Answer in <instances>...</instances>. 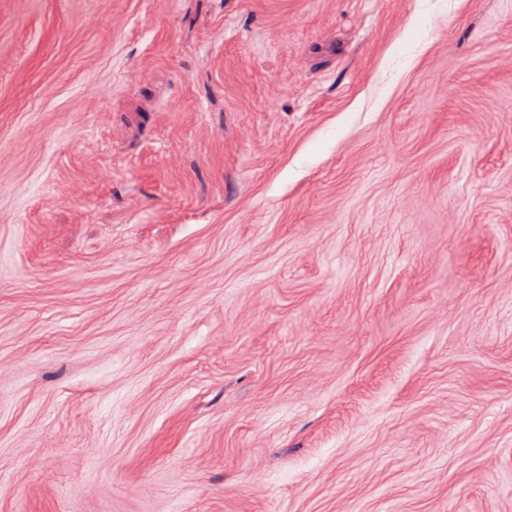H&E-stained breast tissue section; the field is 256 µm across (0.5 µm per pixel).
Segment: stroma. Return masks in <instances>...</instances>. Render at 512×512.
<instances>
[{"label":"stroma","mask_w":512,"mask_h":512,"mask_svg":"<svg viewBox=\"0 0 512 512\" xmlns=\"http://www.w3.org/2000/svg\"><path fill=\"white\" fill-rule=\"evenodd\" d=\"M0 512H512V0H0Z\"/></svg>","instance_id":"1"}]
</instances>
